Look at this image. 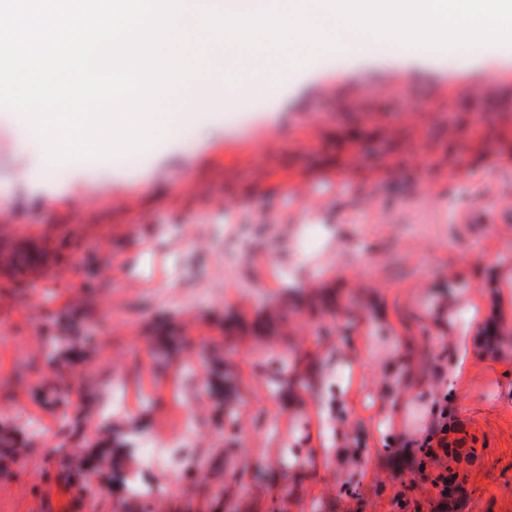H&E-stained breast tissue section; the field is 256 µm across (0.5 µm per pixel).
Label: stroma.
<instances>
[{
	"label": "stroma",
	"instance_id": "stroma-1",
	"mask_svg": "<svg viewBox=\"0 0 512 512\" xmlns=\"http://www.w3.org/2000/svg\"><path fill=\"white\" fill-rule=\"evenodd\" d=\"M260 98L57 185L0 112V512H152L130 474L164 512H398L437 405L478 453L458 512H512V46L326 53ZM188 409L201 470L144 468ZM74 449L117 466L68 471Z\"/></svg>",
	"mask_w": 512,
	"mask_h": 512
}]
</instances>
